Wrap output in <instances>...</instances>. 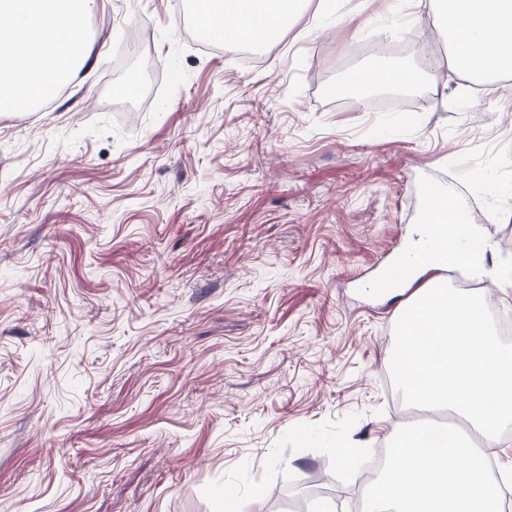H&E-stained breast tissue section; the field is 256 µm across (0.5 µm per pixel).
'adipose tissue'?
I'll return each instance as SVG.
<instances>
[{
    "label": "adipose tissue",
    "mask_w": 512,
    "mask_h": 512,
    "mask_svg": "<svg viewBox=\"0 0 512 512\" xmlns=\"http://www.w3.org/2000/svg\"><path fill=\"white\" fill-rule=\"evenodd\" d=\"M96 0H0V111L45 101L90 55L84 23ZM299 0H201L197 21L207 36L265 42L296 15ZM441 17L453 49L451 64L472 77L493 81L512 73V0H414ZM417 74L375 61L337 84L340 95L372 86L404 85ZM462 217L453 200H433L410 254L413 266L436 265L454 255L483 272L490 243L469 252L457 246Z\"/></svg>",
    "instance_id": "obj_1"
}]
</instances>
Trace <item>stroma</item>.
<instances>
[{
    "label": "stroma",
    "instance_id": "35a3bbf8",
    "mask_svg": "<svg viewBox=\"0 0 512 512\" xmlns=\"http://www.w3.org/2000/svg\"><path fill=\"white\" fill-rule=\"evenodd\" d=\"M406 9L304 0L258 64L194 40L185 0H99L90 62L0 111V512H287L321 477L310 512H361L342 454L401 428L394 326L436 273L365 287L421 186L489 214L512 266V75L478 90L427 33L382 34ZM379 53L424 93L338 102Z\"/></svg>",
    "mask_w": 512,
    "mask_h": 512
}]
</instances>
